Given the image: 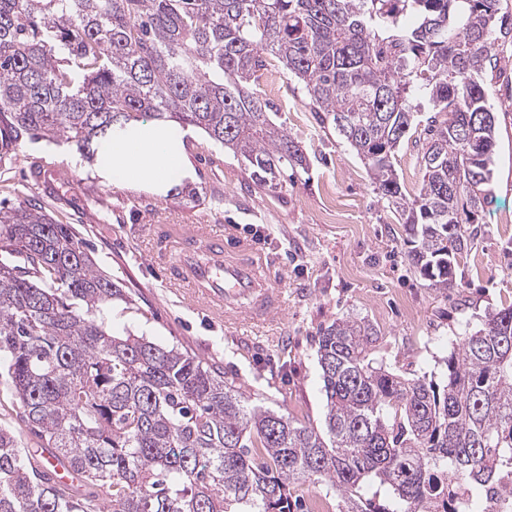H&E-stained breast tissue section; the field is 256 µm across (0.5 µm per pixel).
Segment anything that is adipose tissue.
Listing matches in <instances>:
<instances>
[{"instance_id": "1", "label": "adipose tissue", "mask_w": 512, "mask_h": 512, "mask_svg": "<svg viewBox=\"0 0 512 512\" xmlns=\"http://www.w3.org/2000/svg\"><path fill=\"white\" fill-rule=\"evenodd\" d=\"M187 130L176 125H138L103 140L96 171L107 184L162 191L191 175L184 162Z\"/></svg>"}]
</instances>
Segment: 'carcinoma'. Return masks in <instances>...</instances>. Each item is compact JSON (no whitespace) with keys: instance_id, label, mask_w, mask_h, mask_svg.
Here are the masks:
<instances>
[{"instance_id":"obj_1","label":"carcinoma","mask_w":512,"mask_h":512,"mask_svg":"<svg viewBox=\"0 0 512 512\" xmlns=\"http://www.w3.org/2000/svg\"><path fill=\"white\" fill-rule=\"evenodd\" d=\"M506 20L502 0H0V163L26 138L92 158L134 122H172L272 188L308 168L254 89L274 57L364 162L420 276L452 288L492 180L487 78ZM419 96L433 115L410 197L394 160ZM2 250L19 263L0 262V365L50 452L0 425V512H301L300 482L343 512H435L451 483L512 495V305L463 336L438 382L394 373L371 324L337 319L318 336L320 430L176 347L114 333L124 289L42 207L0 210ZM55 463L77 483L51 478Z\"/></svg>"}]
</instances>
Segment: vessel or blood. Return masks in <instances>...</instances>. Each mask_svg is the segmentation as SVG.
<instances>
[{
  "mask_svg": "<svg viewBox=\"0 0 512 512\" xmlns=\"http://www.w3.org/2000/svg\"><path fill=\"white\" fill-rule=\"evenodd\" d=\"M162 261L187 298L214 318L265 326L285 312L268 264L245 240L211 224L171 225Z\"/></svg>",
  "mask_w": 512,
  "mask_h": 512,
  "instance_id": "vessel-or-blood-1",
  "label": "vessel or blood"
}]
</instances>
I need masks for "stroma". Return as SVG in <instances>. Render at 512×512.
<instances>
[{
    "label": "stroma",
    "mask_w": 512,
    "mask_h": 512,
    "mask_svg": "<svg viewBox=\"0 0 512 512\" xmlns=\"http://www.w3.org/2000/svg\"><path fill=\"white\" fill-rule=\"evenodd\" d=\"M498 56L493 179L457 285L445 291L412 267L397 213L378 200L356 152L320 124L283 72L267 99L309 168L283 174L276 187L256 185L240 159L200 131L186 144L192 178L165 192L106 185L76 149L41 139L22 142L12 163L0 165V205L37 203L72 227L128 295L108 310L114 331L187 351L223 371L253 403L319 427L326 400L316 344L336 319L368 321L379 335L377 356L396 372L438 379L461 335L512 304V44ZM152 224L229 226L277 271L283 319L258 331L236 329L187 307L146 259Z\"/></svg>",
    "instance_id": "35a3bbf8"
}]
</instances>
